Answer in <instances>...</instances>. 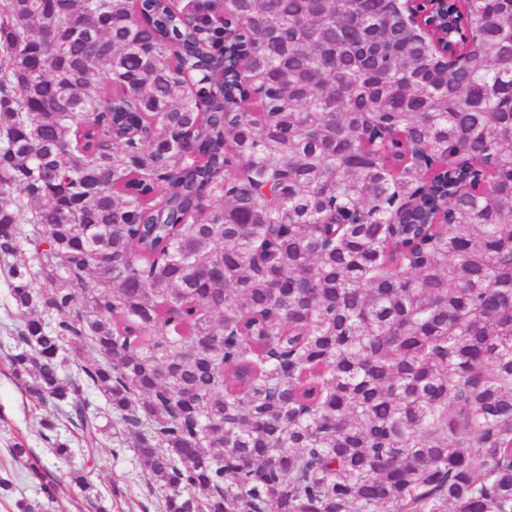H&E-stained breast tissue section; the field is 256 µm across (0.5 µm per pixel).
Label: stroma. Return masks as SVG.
<instances>
[{
    "label": "stroma",
    "instance_id": "stroma-1",
    "mask_svg": "<svg viewBox=\"0 0 512 512\" xmlns=\"http://www.w3.org/2000/svg\"><path fill=\"white\" fill-rule=\"evenodd\" d=\"M21 319L9 294V282L0 272V477L9 476L13 489L0 495V512H17L16 501L43 502L44 512H164L161 496L151 490L134 463L133 452L101 436L94 452H87L83 433L61 416V408L32 400L11 370L13 336ZM55 425L59 441L73 448L70 460L57 459L44 439V422ZM30 448L38 462L57 483L55 502H44L38 486L28 479L25 468L13 462L8 450L14 444ZM86 472L102 495L100 507L85 500L71 474Z\"/></svg>",
    "mask_w": 512,
    "mask_h": 512
}]
</instances>
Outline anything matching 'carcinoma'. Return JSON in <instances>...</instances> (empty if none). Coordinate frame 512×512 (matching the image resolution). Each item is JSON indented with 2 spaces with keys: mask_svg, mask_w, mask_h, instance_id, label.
I'll return each mask as SVG.
<instances>
[{
  "mask_svg": "<svg viewBox=\"0 0 512 512\" xmlns=\"http://www.w3.org/2000/svg\"><path fill=\"white\" fill-rule=\"evenodd\" d=\"M200 8L0 0L14 375L90 446L99 392L165 512H512V0L448 3L454 72L394 0Z\"/></svg>",
  "mask_w": 512,
  "mask_h": 512,
  "instance_id": "carcinoma-1",
  "label": "carcinoma"
}]
</instances>
